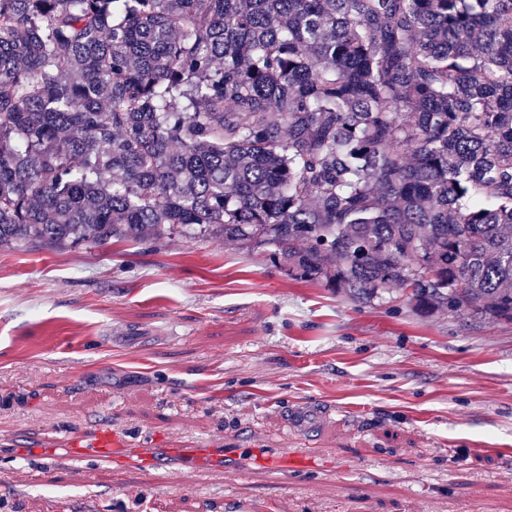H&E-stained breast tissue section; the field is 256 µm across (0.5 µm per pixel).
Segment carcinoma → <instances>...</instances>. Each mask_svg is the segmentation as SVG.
<instances>
[{
  "label": "carcinoma",
  "instance_id": "carcinoma-1",
  "mask_svg": "<svg viewBox=\"0 0 512 512\" xmlns=\"http://www.w3.org/2000/svg\"><path fill=\"white\" fill-rule=\"evenodd\" d=\"M214 229L512 324V0H0V246Z\"/></svg>",
  "mask_w": 512,
  "mask_h": 512
}]
</instances>
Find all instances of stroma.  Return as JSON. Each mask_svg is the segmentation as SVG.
Returning a JSON list of instances; mask_svg holds the SVG:
<instances>
[{"label":"stroma","instance_id":"35a3bbf8","mask_svg":"<svg viewBox=\"0 0 512 512\" xmlns=\"http://www.w3.org/2000/svg\"><path fill=\"white\" fill-rule=\"evenodd\" d=\"M301 402L350 409L310 436ZM285 448L104 474L66 440ZM0 512H512V324L289 275L214 232L0 247Z\"/></svg>","mask_w":512,"mask_h":512}]
</instances>
